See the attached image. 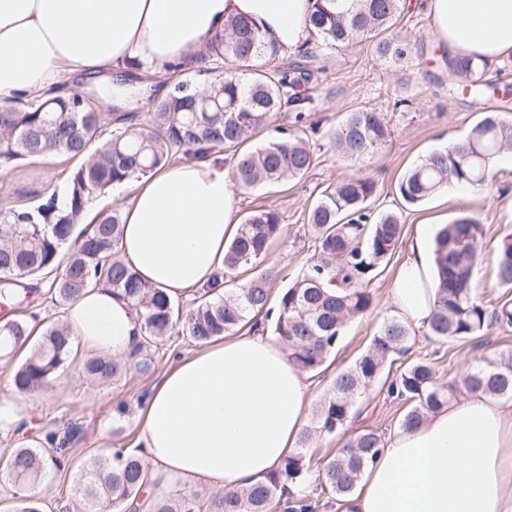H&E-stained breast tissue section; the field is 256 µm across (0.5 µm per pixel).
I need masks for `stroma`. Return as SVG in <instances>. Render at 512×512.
I'll list each match as a JSON object with an SVG mask.
<instances>
[{
  "label": "stroma",
  "instance_id": "1",
  "mask_svg": "<svg viewBox=\"0 0 512 512\" xmlns=\"http://www.w3.org/2000/svg\"><path fill=\"white\" fill-rule=\"evenodd\" d=\"M397 28L413 47L412 56L401 63L378 57L364 40L345 50L318 48L319 70L307 89L312 104L305 110L304 120L295 122L290 110L280 113L277 120L280 127L306 139L314 155L313 166L304 176L281 185L235 188L236 213L241 218L257 209L278 213L281 233L264 261L277 274L272 284L277 292L302 275L311 261L315 242L307 215L322 191L340 176L370 177L378 187L372 200L374 212L401 213L404 234H411L417 224L444 226L464 213L478 217L485 236L475 287L489 304H497L504 290L493 276V250L503 230L512 226V153L496 158L489 185L451 186L420 207L403 208L395 191L402 174L431 151L463 139L483 117L485 107L449 98L446 50L435 39L424 12L408 8ZM401 98L409 99V106H398ZM358 109L383 113L392 137L373 157L350 163L339 160L330 149L328 133L346 113ZM75 166V161L52 154L0 167V208L19 203L35 206L49 196H63ZM401 260V251H394L387 266L368 284L371 310L348 323L342 343L320 369L305 373L312 401L325 396L336 374L352 365L382 323L394 317L389 288ZM408 346L407 359L432 360L439 382L445 383L457 379L468 365L482 358L512 351V328L444 345L415 330ZM199 349L190 337L171 335L154 352L150 374L133 373L105 386L89 384L76 368H69L39 394L29 397L31 425L24 433L0 432V458L20 443L35 446L46 432L65 431L71 423L79 425L81 436L73 447L71 465L50 470L32 490L33 496L45 503L46 512H62L73 494L75 465L106 448L137 447L143 395L151 392L179 360ZM121 402L127 404L128 411L120 416L114 408ZM402 413L401 404L388 399L376 384L358 400L349 428L374 430L389 440L400 430Z\"/></svg>",
  "mask_w": 512,
  "mask_h": 512
}]
</instances>
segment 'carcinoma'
I'll list each match as a JSON object with an SVG mask.
<instances>
[{"label": "carcinoma", "instance_id": "cac0c4a2", "mask_svg": "<svg viewBox=\"0 0 512 512\" xmlns=\"http://www.w3.org/2000/svg\"><path fill=\"white\" fill-rule=\"evenodd\" d=\"M405 4L406 0H317L310 22L317 38L336 50L362 37L372 42L379 57L403 61L412 47L395 29ZM211 50L223 61L224 79L202 87L193 84L187 93L174 85L154 102L150 119L138 129L118 126L126 116L100 112L80 93H49L19 107L0 106V160L10 163L53 153L82 160L70 174L63 201L51 196L35 208L0 209V304L18 312L33 303L37 289L27 283L31 277L49 281L51 299L63 306L87 288L103 285L129 301L141 326L140 340L128 357L93 353L78 360L75 337L64 323L45 328L33 344L26 320L15 317L0 323V357L30 346L12 374L17 392L40 391L76 360L82 378L96 385L117 383L132 370L146 375L153 369L152 349L174 331L205 344L249 323L257 327L254 318L261 314L288 348V360L313 372L340 345L347 323L371 309L367 284L391 259L403 224L396 213H374L371 202L377 186L368 177H342L322 192L308 213L317 257L277 298L271 292L276 273L269 268L231 292L218 282L202 289L197 306L186 317L180 315L178 301L147 284L120 257V210L77 229L94 193L147 177L176 157L201 160L231 150L236 182L246 188L298 178L312 167L310 147L292 131L254 150L242 151L240 146L271 126L288 107L297 110L295 120L301 121L300 108L307 100L303 88L309 84L310 61L317 59L314 51L300 49L289 66L264 70L256 61L276 60L280 48L266 42L245 18L227 20ZM447 65L456 77L448 87L451 96L512 95L509 88L487 78L486 62L450 57ZM111 118L117 127L96 145ZM390 138L382 113L357 110L336 125L329 144L341 160L360 161ZM505 150H512V120L487 112L464 139L429 153L406 172L397 183V194L404 204L416 206L451 184L483 186L491 177V160ZM280 232L276 212L250 213L224 249V275L263 261ZM483 237L484 225L468 215L445 225L435 237L436 300L427 336L437 343L512 328V299L489 305L475 289ZM493 271L500 286L511 290L512 229L495 244ZM409 338L404 322H384L367 350L336 375L330 392L313 409L312 425L301 431L298 448L265 480L206 498L182 492L155 498L147 491L146 464L139 450L114 448L77 467L69 512H139L146 504L150 512H317L320 499L304 491L313 479L330 506L348 512L362 475L386 446L377 432L348 430L356 402L376 382L383 381L387 397L406 406L400 422L405 431L418 428L461 391L512 397V354L482 358L458 383H439L435 365L426 359L409 362L390 380L383 378L386 367L408 351ZM316 436L340 437L333 457L316 460L308 453ZM72 438L69 429L49 432L42 447L21 445L9 454L0 478L11 487L15 512H42L41 502L28 487L48 469L67 465Z\"/></svg>", "mask_w": 512, "mask_h": 512}]
</instances>
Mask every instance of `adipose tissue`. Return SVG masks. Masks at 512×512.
I'll list each match as a JSON object with an SVG mask.
<instances>
[{"instance_id":"adipose-tissue-1","label":"adipose tissue","mask_w":512,"mask_h":512,"mask_svg":"<svg viewBox=\"0 0 512 512\" xmlns=\"http://www.w3.org/2000/svg\"><path fill=\"white\" fill-rule=\"evenodd\" d=\"M450 56L512 55V0H416ZM315 0H0V98L57 91L70 76L113 86L121 64L176 74L208 56L226 20L245 16L292 49L313 39ZM234 192L209 161L183 162L138 184L123 214L120 255L169 295L210 284L236 232ZM408 325L426 330L435 307L433 229L415 225L390 288ZM87 349L115 358L140 327L127 300L98 286L66 310ZM309 387L283 343L254 333L207 344L149 395L139 440L150 486L233 492L264 479L293 448ZM353 512H512V402L485 396L448 404L398 432L358 484Z\"/></svg>"}]
</instances>
